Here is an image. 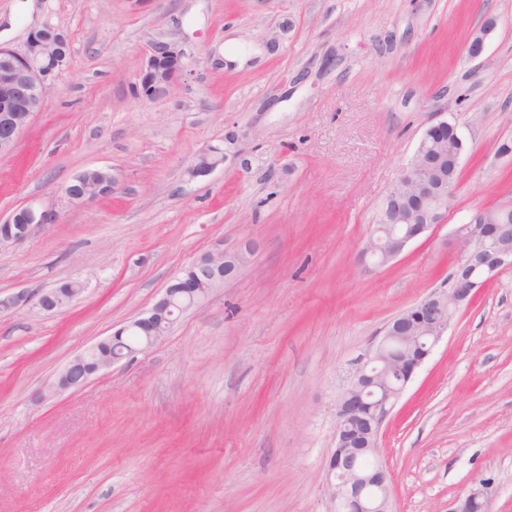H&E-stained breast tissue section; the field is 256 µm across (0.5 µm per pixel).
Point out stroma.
I'll return each instance as SVG.
<instances>
[{"label":"stroma","mask_w":512,"mask_h":512,"mask_svg":"<svg viewBox=\"0 0 512 512\" xmlns=\"http://www.w3.org/2000/svg\"><path fill=\"white\" fill-rule=\"evenodd\" d=\"M46 24L71 57L0 154V220L31 201L56 220L0 247V294L82 291L0 313V512H329L336 401L357 361L444 287L455 225L512 205L498 151L512 0H0V46L24 52ZM158 42L183 48L185 75L149 100L136 84ZM238 50L250 64L225 69ZM441 112L466 142L445 221L365 268L381 204ZM228 131L249 167L192 176ZM96 168L115 192L71 202ZM246 239L249 261L154 346L52 393L199 255ZM379 448L394 512H452L479 485L488 512H512V267L455 313Z\"/></svg>","instance_id":"1"}]
</instances>
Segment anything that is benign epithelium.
Wrapping results in <instances>:
<instances>
[{"instance_id": "7a95c632", "label": "benign epithelium", "mask_w": 512, "mask_h": 512, "mask_svg": "<svg viewBox=\"0 0 512 512\" xmlns=\"http://www.w3.org/2000/svg\"><path fill=\"white\" fill-rule=\"evenodd\" d=\"M71 54L68 38L58 29L44 26L31 33L25 52L3 49L0 66V153L11 150L33 116L44 108L51 82L68 64ZM184 53L173 43L154 46L142 68L137 89L147 99L166 95L182 77ZM451 130L448 149L454 166H459L464 141L456 124L444 114L428 126L413 159L384 199L382 227L367 239L362 257H372L384 265L433 226L444 223L454 184L423 171L420 160L433 153L438 133ZM52 210L35 204L15 209L0 223V246L17 245L29 238L34 226L52 224ZM387 224H403L406 230L393 233ZM453 237L461 249V259L448 278V287L431 292L411 308L395 316L367 355L357 363L348 387L336 404L334 448L326 474L325 491L330 512H392L391 474L378 460L380 430L391 414L406 385L430 355L448 328L456 311L469 303L475 292L495 280L500 270L512 266V206L493 211L478 210L464 224L454 228ZM254 250L244 242L233 250H216L199 256L191 274L177 277L142 317L130 321L112 334V345L123 348L102 352L103 343L90 348L94 353L95 374L126 354L155 345L184 312L201 306L210 294L231 280ZM79 294L55 288L42 293L38 304L46 310L61 308ZM33 295L24 290L0 301V310L28 305ZM86 364V354L75 356L60 372L56 392L85 383L89 376L76 377L71 370ZM395 366L401 385L392 388L384 376L387 366ZM376 459L373 468L360 466V459ZM486 504L483 492L472 488L456 501L452 512H473Z\"/></svg>"}]
</instances>
